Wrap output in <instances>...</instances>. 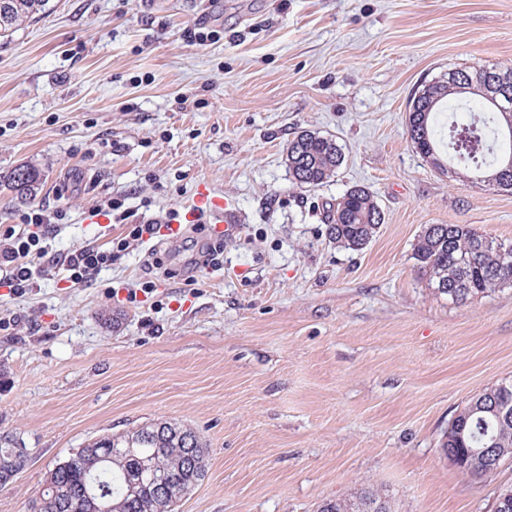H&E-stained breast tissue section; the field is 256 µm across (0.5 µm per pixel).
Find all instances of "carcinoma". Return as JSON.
I'll return each instance as SVG.
<instances>
[{"label": "carcinoma", "instance_id": "cac0c4a2", "mask_svg": "<svg viewBox=\"0 0 512 512\" xmlns=\"http://www.w3.org/2000/svg\"><path fill=\"white\" fill-rule=\"evenodd\" d=\"M48 0H0V38L9 39L17 27L46 11ZM501 82L512 87V66L472 65L452 68L448 75L422 82L408 103L406 128L416 150L432 167L454 178L435 139L436 114L453 99L471 94L478 104L495 109L487 86ZM505 123L494 126L458 122L449 130L452 149L463 164H472L484 185L507 180L497 165L494 143ZM345 159L336 141L303 131L287 147L289 174L300 187H317L334 178ZM40 172L21 166L9 177L8 187L18 196L38 188ZM329 239L338 247L364 249L373 239L384 212L367 188L347 189L324 210ZM418 271L436 295L464 305L512 286V243L487 237L465 224H428L414 247ZM442 448L462 459L458 470L474 478L489 477L512 459V379H505L473 397L458 411ZM28 450L0 446V486L7 485L26 465ZM207 448L191 428L155 422L134 431L104 434L58 463L46 480L44 512H172L151 479L164 482L179 500L207 475ZM389 503L369 487L353 496L322 504L321 512H376Z\"/></svg>", "mask_w": 512, "mask_h": 512}]
</instances>
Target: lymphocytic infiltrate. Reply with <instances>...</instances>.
Here are the masks:
<instances>
[{
	"label": "lymphocytic infiltrate",
	"mask_w": 512,
	"mask_h": 512,
	"mask_svg": "<svg viewBox=\"0 0 512 512\" xmlns=\"http://www.w3.org/2000/svg\"><path fill=\"white\" fill-rule=\"evenodd\" d=\"M64 217V210L36 205L20 214L18 224L0 227V288H8L13 296L23 295L57 264L65 267L73 283H91L104 268L124 256L131 244L155 236L162 226L158 218L131 224L125 236L112 239L109 248L89 244L57 259L49 253V242L57 221Z\"/></svg>",
	"instance_id": "1"
}]
</instances>
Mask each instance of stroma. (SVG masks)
I'll use <instances>...</instances> for the list:
<instances>
[{"instance_id": "1", "label": "stroma", "mask_w": 512, "mask_h": 512, "mask_svg": "<svg viewBox=\"0 0 512 512\" xmlns=\"http://www.w3.org/2000/svg\"><path fill=\"white\" fill-rule=\"evenodd\" d=\"M475 64L512 65V0H49L0 39V225L59 207L53 253L104 247L125 230L108 198L182 214L201 184L240 223L195 285L189 245L158 238L92 284L60 269L0 298L21 318L0 329V446L29 451L0 512H30L98 436L159 421L207 444L175 512H318L363 487L393 512H491L512 460L471 478L441 443L512 378V287L453 304L413 253L428 224L511 242L512 194L449 179L406 134L417 87ZM303 130L345 154L313 189L288 173ZM23 165L42 175L28 200L2 186ZM355 185L385 214L360 251L323 222Z\"/></svg>"}]
</instances>
